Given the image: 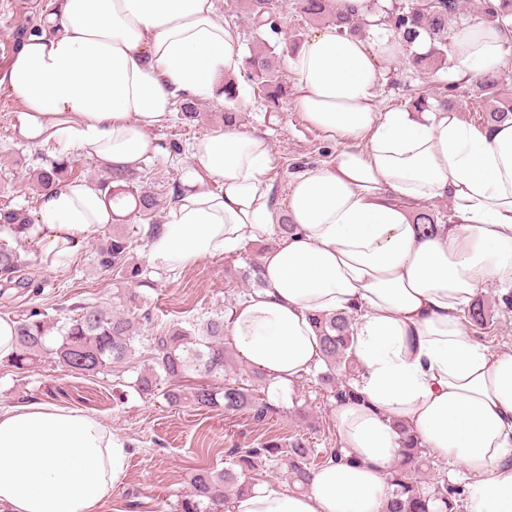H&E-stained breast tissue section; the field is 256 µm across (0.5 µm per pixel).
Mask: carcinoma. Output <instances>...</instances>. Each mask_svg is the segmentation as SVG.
<instances>
[{"label":"carcinoma","mask_w":512,"mask_h":512,"mask_svg":"<svg viewBox=\"0 0 512 512\" xmlns=\"http://www.w3.org/2000/svg\"><path fill=\"white\" fill-rule=\"evenodd\" d=\"M241 12L250 28L261 37L259 48L245 57V71L253 83L258 97L272 112L282 108L288 99V83L279 75L277 65L285 55L288 43L277 38L270 41L265 35L272 33V17L283 18V0H239ZM370 11L380 13V25L397 37L407 49H412L421 38L429 42L423 55L411 53L414 67L436 73L451 66L449 23L460 14L462 0H415V4L393 2L388 6L379 0H369ZM291 8L304 20H328L330 24L348 27L349 33L362 35L366 23L337 15L330 0H292ZM479 20L505 26L512 18V0H480ZM512 77L503 70L483 74L476 81L462 77L444 88L436 97L437 107L452 109L456 99L478 93L494 99L488 109L486 125L492 126L512 119ZM68 161L51 160L37 170L38 188L44 190L64 180ZM132 171L114 172L100 182L108 191V198L118 205L126 196H132L137 212L152 213L156 198L148 191H136L131 181ZM33 219L23 210L9 205L0 206V231L15 241L27 238ZM132 237L122 230H110L96 250L97 265L103 269L118 268L125 280L138 286H147L146 271L126 263ZM0 280L32 287L31 280L23 276V262L16 249L0 242ZM72 315L54 320L38 307H31L15 317L16 352L9 365L17 370L35 367L50 356L61 366L81 375L94 376L105 369L126 363L136 352L135 343L142 337L135 324L124 314L105 309L94 303H78L70 308ZM354 317L347 314L318 316L314 327L323 347L326 371L317 376L329 396L335 400L356 396L350 384L357 364L349 353ZM152 367L137 374L133 388L145 397L162 396L170 405L189 403L198 409L222 406L227 411L247 410L252 418L263 421L270 406L260 395L263 375L254 371L224 384L219 392L210 385L200 384L185 391L178 382L190 371L221 374L226 364L224 349V317L209 319L202 334L195 336L189 330L171 327L148 339ZM419 441L406 438L402 459L393 471L391 495L384 512H461L464 489L443 484L429 487L418 478L422 465ZM317 453L303 437H296L284 446L274 439L251 448H233L228 452L226 465L221 470L200 468L190 477V489L179 500L176 512H222L221 507L232 498L251 490L252 483L244 477L283 462L287 467L288 484L298 491L308 489L310 476L315 470Z\"/></svg>","instance_id":"carcinoma-1"}]
</instances>
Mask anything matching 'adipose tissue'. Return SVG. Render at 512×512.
Wrapping results in <instances>:
<instances>
[{"label": "adipose tissue", "mask_w": 512, "mask_h": 512, "mask_svg": "<svg viewBox=\"0 0 512 512\" xmlns=\"http://www.w3.org/2000/svg\"><path fill=\"white\" fill-rule=\"evenodd\" d=\"M511 50L493 23L452 36L461 72L496 70ZM402 54L385 34L314 31L287 64L306 121L342 141L334 159L293 180L282 217L265 137L215 129L190 146L187 191L148 244L152 262L175 269L274 237L260 259L264 286L237 304L229 328L272 401L321 362L314 317H355L359 396L334 406L345 461L316 470L307 492L258 483L224 512H383L398 421L461 466L466 512H512V349L489 350L462 322L489 283L512 286V119L487 127L445 109L380 111L378 61ZM242 64L216 0H55L48 30L24 42L0 85L19 102L21 139L126 170L155 152L151 133L176 99L217 97ZM442 198L451 221L423 231L416 211ZM112 212L95 183L48 189L31 231L43 261L91 241ZM284 217L293 232L278 233ZM128 456V441L82 409L1 407L0 512H102Z\"/></svg>", "instance_id": "obj_1"}]
</instances>
